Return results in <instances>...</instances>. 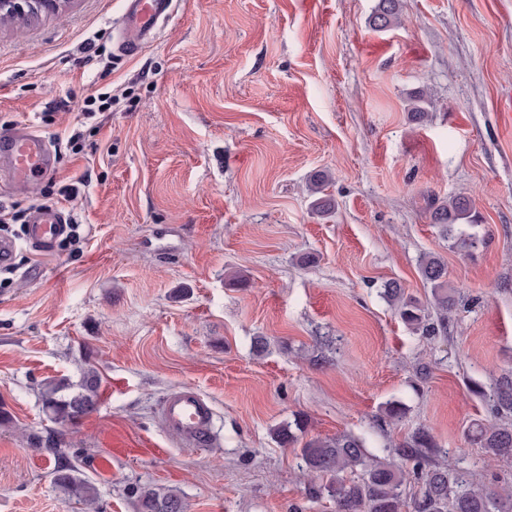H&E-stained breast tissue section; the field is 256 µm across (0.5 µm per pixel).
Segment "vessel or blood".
Returning <instances> with one entry per match:
<instances>
[{
  "mask_svg": "<svg viewBox=\"0 0 512 512\" xmlns=\"http://www.w3.org/2000/svg\"><path fill=\"white\" fill-rule=\"evenodd\" d=\"M174 0H126L120 32L123 55H139L157 35V26L173 12ZM0 158L9 165L13 181L19 185L33 183L51 165L47 140L27 127L0 130ZM65 214L54 208L35 212L27 227L29 243L48 252L65 230ZM213 408L195 390L185 388L171 393L164 401L160 419L168 431L186 445L199 448L211 443Z\"/></svg>",
  "mask_w": 512,
  "mask_h": 512,
  "instance_id": "1",
  "label": "vessel or blood"
}]
</instances>
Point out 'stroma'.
<instances>
[{"instance_id":"obj_1","label":"stroma","mask_w":512,"mask_h":512,"mask_svg":"<svg viewBox=\"0 0 512 512\" xmlns=\"http://www.w3.org/2000/svg\"><path fill=\"white\" fill-rule=\"evenodd\" d=\"M377 2L176 0L134 58L113 46L123 0L0 21V124L48 139L81 236L32 248L39 188L0 165V200L22 213L0 285V512H81L51 479L62 462L96 483L99 512H142L135 485L178 491L185 512H336L310 496L300 443L351 433L392 457L420 427L437 462L512 483L467 437L492 416L470 384L512 374V0H401L389 30L368 24ZM104 95L111 109L87 114ZM318 171L326 219L306 191ZM460 192L488 233L470 257L429 218L431 198ZM425 254L456 297L436 336L380 296L395 280L425 299ZM90 368L97 410L58 423L41 383ZM182 388L211 402L213 446L161 422ZM298 416V446L280 447L273 429ZM329 180V176L324 172H315L311 175L309 181L310 194L316 195L321 194L322 196L316 198L312 203L311 207L313 211L320 216L330 215L336 208V202L334 198L327 193L326 186Z\"/></svg>"}]
</instances>
